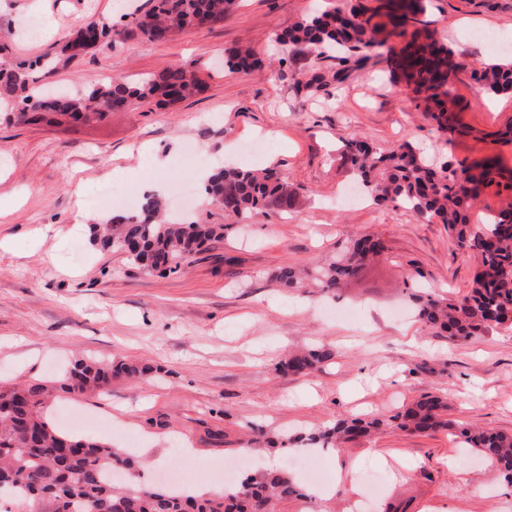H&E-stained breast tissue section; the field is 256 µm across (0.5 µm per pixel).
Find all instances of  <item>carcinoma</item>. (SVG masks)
Masks as SVG:
<instances>
[{"label": "carcinoma", "instance_id": "1", "mask_svg": "<svg viewBox=\"0 0 512 512\" xmlns=\"http://www.w3.org/2000/svg\"><path fill=\"white\" fill-rule=\"evenodd\" d=\"M372 7L351 0L320 13L306 15L276 41L304 47L322 55L338 51L336 82L378 56L385 42L378 30L391 26L389 35L405 36L407 27L419 23L422 0H376ZM233 0H150L151 7L137 17L136 27L155 42H165L186 28L224 21ZM98 31L82 25L61 47L29 61L0 63V109L7 120L23 124L51 123L61 116L85 123L106 115L102 103L112 108L157 100L177 103L202 90L196 74L176 66L134 80L113 77L105 84L75 93H47L42 78L76 59L77 51L110 46L121 32L98 21ZM230 68L248 69L257 63L248 47L225 51ZM389 77L405 84L415 107L435 122L441 131L465 132L457 125L450 87L461 73L469 74L490 97H512V59L493 58L475 63L463 51L437 40L429 32L415 31L403 46L387 47L384 57ZM344 157L365 195L379 207H404L418 218L448 225L452 244L475 258L479 265L463 296L448 298L434 292L414 296L422 326L451 340H469L494 327H512V200L474 220V207L489 188L512 195V170L496 156L470 164L436 165L406 141L387 153L363 139L343 144ZM211 203L238 220L259 207L288 204L292 189L273 170L261 172L242 167H222L209 177L205 188ZM225 225L165 220L163 204L147 198L136 214L118 215L107 224L89 225L90 239L102 249L125 252L131 264L145 273L175 272L207 244L224 238ZM378 236L350 241L332 258L311 271L283 267L274 280L282 288L304 286V279L324 294H334L344 282L356 277L371 258L382 254ZM333 357L325 346H314L290 356L281 371L310 375ZM150 370L119 361L102 364L93 359H75L59 386L70 395L99 392L112 380L125 378L147 382ZM54 387L34 381L21 387L0 389V502L20 501L28 512H276L288 500L306 498V490L282 468H266L247 476L220 495L192 494L174 488H142L115 484V468L133 474L135 461L121 448L91 438H73L54 431L42 410ZM447 404L438 396L423 394L408 407L383 421L349 416L332 426L297 435L310 445L339 448L369 434L383 424L412 433L431 435L460 432L465 447L495 464L512 481V434L485 429H457L446 415Z\"/></svg>", "mask_w": 512, "mask_h": 512}]
</instances>
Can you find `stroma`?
<instances>
[{"mask_svg": "<svg viewBox=\"0 0 512 512\" xmlns=\"http://www.w3.org/2000/svg\"><path fill=\"white\" fill-rule=\"evenodd\" d=\"M336 2L234 0L223 22L153 42L134 24L148 0H0L6 61L49 52L92 19L120 30L112 47L59 70L58 87L173 66L195 70L204 83L181 103L148 101L87 126L0 123V201L14 206L0 218V387L60 379L82 355L150 367L147 383L119 379L101 394L60 392L43 410L64 433L71 430L65 416L75 411L108 421L98 436L116 447L134 436L143 486L196 464L193 490L213 493L221 465L250 472L239 458L253 429L263 432L257 459L281 468L293 452L283 446L284 434L350 414L385 419L424 393L445 397L459 426L512 433V329L452 342L413 315L391 316L426 285L465 294L474 260L455 251L445 225L367 200L343 203L353 184L339 152L352 139L385 152L411 141L441 162L495 155L512 167V143L489 139L512 122V98H487L459 75L451 95L467 129L461 135L438 131L379 57L343 83L307 91L295 74L328 73L335 61L282 46L274 36ZM423 4L422 23L441 41L476 60L512 57V0ZM27 19L39 20L46 36H21ZM240 43L254 48L258 67L223 66L225 49ZM191 146L219 164L276 169L297 195L285 209L260 208L232 225L195 187L194 220L226 230L174 273L147 275L121 252L93 246L89 225L134 213L143 201L140 150L164 160L168 197L188 180ZM116 167L133 171L128 198L90 204ZM78 185L83 195L75 194ZM366 235L381 236L388 249L336 295L287 291L272 278L279 268L310 267ZM317 344L334 356L312 376L277 372L290 352ZM322 456L336 482L311 503L291 501L279 512H351L362 493L355 476L362 466L385 482L376 512H512V486L500 470L443 433L384 427Z\"/></svg>", "mask_w": 512, "mask_h": 512, "instance_id": "35a3bbf8", "label": "stroma"}]
</instances>
